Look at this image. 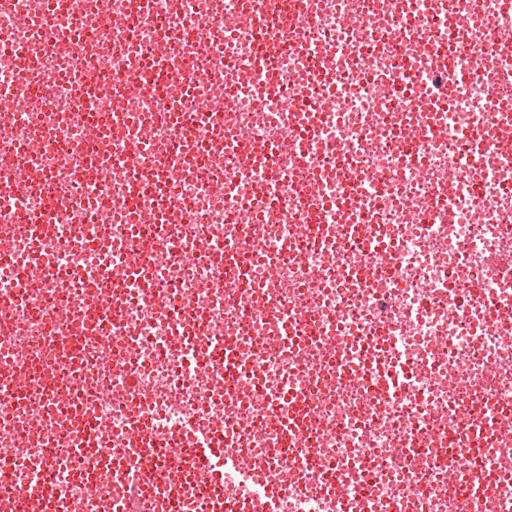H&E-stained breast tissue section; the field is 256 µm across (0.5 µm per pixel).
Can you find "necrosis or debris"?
Masks as SVG:
<instances>
[{
    "mask_svg": "<svg viewBox=\"0 0 512 512\" xmlns=\"http://www.w3.org/2000/svg\"><path fill=\"white\" fill-rule=\"evenodd\" d=\"M415 6L401 30L396 0H305L310 23L280 53V25L258 28L244 12L277 11L276 0H19L0 7V180L28 170L23 188L0 198V512L41 503L53 484L70 512H107L156 492L136 474L116 479L104 450L139 456L132 418L161 422L158 438L178 476L167 499L208 512L205 471L187 450L202 428H224L225 452L241 456L269 496L253 512H512V277L489 260H512V157L495 152L473 177L459 132L500 124L480 89L498 84L512 45L499 0ZM43 15L47 30L29 17ZM84 25L75 31L72 18ZM130 50L104 62L101 43ZM455 56L464 81L440 110H401L385 80ZM164 58L176 73L160 97L114 93L113 69L154 77ZM288 82L281 102H260L258 60ZM319 65L338 106L316 113L311 153L300 80ZM102 82L83 84V74ZM200 88L209 106L173 116L167 100ZM25 99L24 116L15 112ZM415 127H440L423 157L399 158ZM199 137L183 167L181 132ZM183 167L179 181L153 184L157 155ZM334 162L363 182L357 213L387 240L380 256L353 240L335 216L309 225L307 210L334 183L308 169ZM281 181L267 199L259 178ZM142 189L152 224L134 223L127 190ZM55 222L29 224V212ZM41 242L44 256L32 253ZM141 247L154 287L136 289L117 254ZM484 294L466 299L472 282ZM233 341L242 367L224 377L217 342ZM403 377L386 393L368 365ZM38 383L55 400L17 402ZM295 415L296 432L282 422ZM99 439L77 458L60 456L84 422ZM307 450L338 470L317 481L279 445ZM50 459L46 470L16 459ZM486 480L471 487L474 473Z\"/></svg>",
    "mask_w": 512,
    "mask_h": 512,
    "instance_id": "1",
    "label": "necrosis or debris"
}]
</instances>
